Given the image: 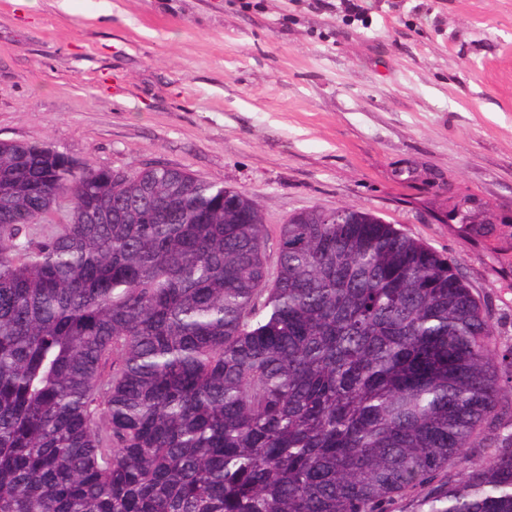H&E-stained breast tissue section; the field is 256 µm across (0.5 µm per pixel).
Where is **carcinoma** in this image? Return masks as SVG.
I'll use <instances>...</instances> for the list:
<instances>
[{
    "label": "carcinoma",
    "instance_id": "1",
    "mask_svg": "<svg viewBox=\"0 0 512 512\" xmlns=\"http://www.w3.org/2000/svg\"><path fill=\"white\" fill-rule=\"evenodd\" d=\"M71 207L59 231L26 228ZM163 165L0 141V512H512V390L453 261ZM500 433L487 462L439 482Z\"/></svg>",
    "mask_w": 512,
    "mask_h": 512
}]
</instances>
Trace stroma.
Wrapping results in <instances>:
<instances>
[{
  "mask_svg": "<svg viewBox=\"0 0 512 512\" xmlns=\"http://www.w3.org/2000/svg\"><path fill=\"white\" fill-rule=\"evenodd\" d=\"M0 0V140L320 206L456 261L512 347V0ZM495 229L475 233L471 213Z\"/></svg>",
  "mask_w": 512,
  "mask_h": 512,
  "instance_id": "1",
  "label": "stroma"
}]
</instances>
